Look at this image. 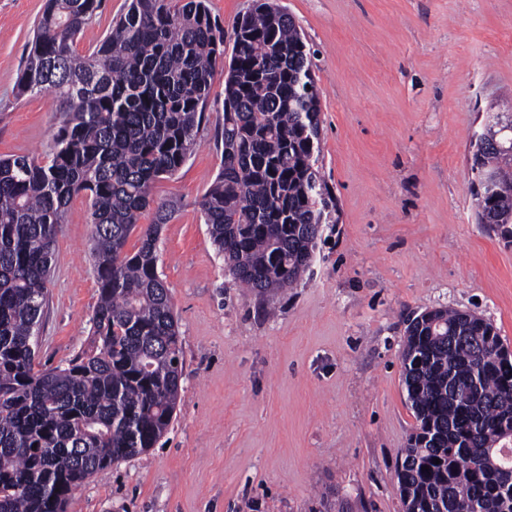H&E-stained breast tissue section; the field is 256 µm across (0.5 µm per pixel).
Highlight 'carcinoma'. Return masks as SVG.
Returning <instances> with one entry per match:
<instances>
[{
  "label": "carcinoma",
  "instance_id": "1",
  "mask_svg": "<svg viewBox=\"0 0 512 512\" xmlns=\"http://www.w3.org/2000/svg\"><path fill=\"white\" fill-rule=\"evenodd\" d=\"M101 0H46L19 94L51 89L61 123L43 158L0 159V512H67L94 473L154 447L178 402L182 347L157 269L175 213L151 189L196 144L224 28L205 0H131L88 54L73 49ZM311 50L277 0H255L235 24L221 168L201 201L204 223L240 286L267 297L312 266L334 196L314 169L319 90ZM512 116L477 137L480 181L509 166ZM91 202L100 346L40 369L39 328L53 247L72 200ZM478 220L512 238V188L474 195ZM141 228L139 249L125 251ZM497 328L472 313L411 319L403 383L417 421L396 471L404 512H512L497 466L512 429V367ZM440 463H434V459ZM429 467V471L422 467Z\"/></svg>",
  "mask_w": 512,
  "mask_h": 512
}]
</instances>
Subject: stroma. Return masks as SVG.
I'll return each instance as SVG.
<instances>
[{
    "label": "stroma",
    "mask_w": 512,
    "mask_h": 512,
    "mask_svg": "<svg viewBox=\"0 0 512 512\" xmlns=\"http://www.w3.org/2000/svg\"><path fill=\"white\" fill-rule=\"evenodd\" d=\"M45 0H0V157L41 154L60 125L52 92L19 95ZM320 93L315 164L336 202L314 262L273 299L225 269L200 201L221 167L216 67L197 146L155 201L182 340L174 418L159 443L96 472L73 512H403L396 469L416 420L402 383L406 321L473 312L512 348V242L479 223L473 145L512 104V0H280ZM128 0H102L75 41L92 51ZM90 203L58 235L39 332L44 367L93 344L99 288Z\"/></svg>",
    "instance_id": "stroma-1"
}]
</instances>
